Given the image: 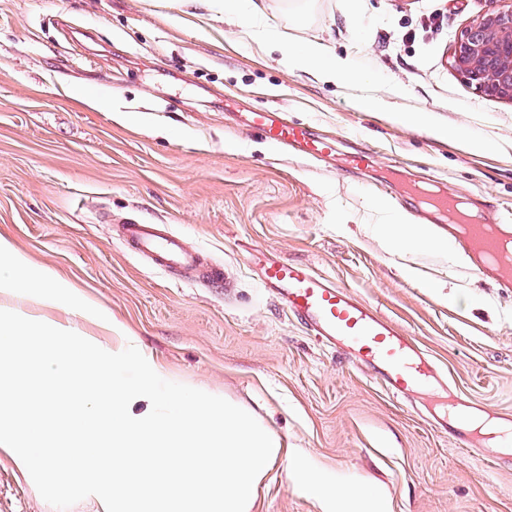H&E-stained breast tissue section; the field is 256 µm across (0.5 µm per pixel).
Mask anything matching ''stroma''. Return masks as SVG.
I'll list each match as a JSON object with an SVG mask.
<instances>
[{
  "label": "stroma",
  "instance_id": "1",
  "mask_svg": "<svg viewBox=\"0 0 512 512\" xmlns=\"http://www.w3.org/2000/svg\"><path fill=\"white\" fill-rule=\"evenodd\" d=\"M254 3L251 38L198 0H0V234L122 322L166 380L279 435L251 512H321L289 474L309 459L331 491L365 486L390 512H512V464L430 424L433 389L393 398L319 345L250 262L264 250L331 277L413 336L463 399L512 412V293L461 250L391 248L376 229L387 212L427 223L405 193L426 179L483 222L512 213V102L453 62L485 0ZM274 39L325 42L372 84L286 73ZM371 90L455 136L361 108ZM265 108L334 139L335 157L238 125ZM356 150L372 159L347 169ZM122 219L166 225L223 282L129 252ZM0 512H56L1 453Z\"/></svg>",
  "mask_w": 512,
  "mask_h": 512
}]
</instances>
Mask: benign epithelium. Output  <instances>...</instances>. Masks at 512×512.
<instances>
[{
    "instance_id": "benign-epithelium-1",
    "label": "benign epithelium",
    "mask_w": 512,
    "mask_h": 512,
    "mask_svg": "<svg viewBox=\"0 0 512 512\" xmlns=\"http://www.w3.org/2000/svg\"><path fill=\"white\" fill-rule=\"evenodd\" d=\"M491 9L457 36L454 63L486 96L512 102V0H489Z\"/></svg>"
}]
</instances>
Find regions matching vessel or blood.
Instances as JSON below:
<instances>
[{
  "instance_id": "obj_1",
  "label": "vessel or blood",
  "mask_w": 512,
  "mask_h": 512,
  "mask_svg": "<svg viewBox=\"0 0 512 512\" xmlns=\"http://www.w3.org/2000/svg\"><path fill=\"white\" fill-rule=\"evenodd\" d=\"M239 120L279 150L316 159L336 152L334 140L319 137L310 126L288 122L272 110L244 112ZM413 193L425 207L456 213L457 221L449 225V235L458 240L479 269L495 274L499 288L512 290V223H479L459 200L430 186L414 187ZM122 237L133 253L151 256L157 265L194 270L210 282L224 276L221 266L201 265L198 255L188 251L178 236L157 225L124 221ZM259 266L264 287L319 344L359 356L388 394L404 397L443 382L429 354L348 288L297 262L265 256ZM436 425L448 432L455 446L488 448L497 455L512 451V417L494 421L481 404L449 399Z\"/></svg>"
}]
</instances>
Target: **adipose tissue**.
Returning a JSON list of instances; mask_svg holds the SVG:
<instances>
[{
    "mask_svg": "<svg viewBox=\"0 0 512 512\" xmlns=\"http://www.w3.org/2000/svg\"><path fill=\"white\" fill-rule=\"evenodd\" d=\"M277 50L281 67L289 73L303 70L325 82L352 79L356 76L350 59L336 55L321 43H282ZM379 233L392 247L423 246L442 254L448 251L445 241L434 237L427 227L420 224H405L394 219L380 225ZM291 477L307 495L319 503L321 512H390L385 497L369 494L358 488L343 495L327 494L323 471L319 466L292 469Z\"/></svg>",
    "mask_w": 512,
    "mask_h": 512,
    "instance_id": "ef3b65f1",
    "label": "adipose tissue"
}]
</instances>
